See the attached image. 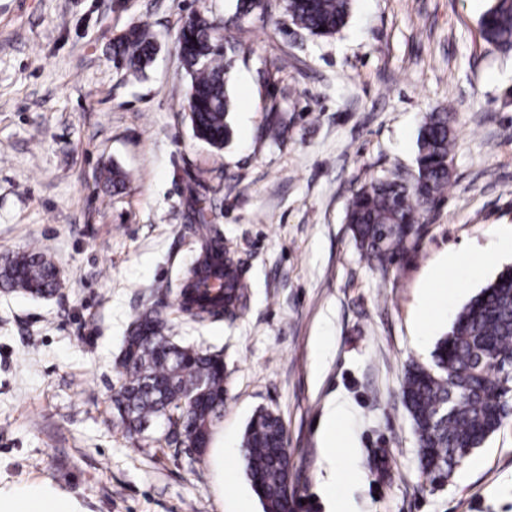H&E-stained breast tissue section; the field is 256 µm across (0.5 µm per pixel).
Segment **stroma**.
Segmentation results:
<instances>
[{"instance_id": "stroma-1", "label": "stroma", "mask_w": 512, "mask_h": 512, "mask_svg": "<svg viewBox=\"0 0 512 512\" xmlns=\"http://www.w3.org/2000/svg\"><path fill=\"white\" fill-rule=\"evenodd\" d=\"M237 0H0V258L41 247L61 286L0 292V486L48 482L83 512H263L240 454L259 408L287 433L310 512H512V417L447 481L423 473L401 385L503 268H462L461 291L419 311L451 253L512 227V52L480 35L491 0H354L316 37L283 0L242 19L230 73L231 142L185 117L174 38ZM148 25L160 51L126 75L112 43ZM288 119L263 135L271 104ZM455 116L451 179L415 251L381 274L345 214L372 178L413 171L426 112ZM119 166L121 189L101 179ZM240 259L234 319L198 321L178 293L200 224ZM159 309L177 341L222 355L224 416L201 453L129 435L112 403L129 326ZM339 408L337 464L321 424Z\"/></svg>"}]
</instances>
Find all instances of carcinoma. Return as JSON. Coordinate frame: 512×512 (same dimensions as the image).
Here are the masks:
<instances>
[{"label": "carcinoma", "mask_w": 512, "mask_h": 512, "mask_svg": "<svg viewBox=\"0 0 512 512\" xmlns=\"http://www.w3.org/2000/svg\"><path fill=\"white\" fill-rule=\"evenodd\" d=\"M352 0H284L294 25L312 36H332L345 24ZM269 0H238L235 18L265 15ZM211 25L181 27L176 49L190 75L187 118L195 136L220 150L231 136L228 121L234 102L228 73L240 43L225 47L209 34ZM482 38L503 51L512 50V0H492L481 16ZM156 52L153 35L144 24L130 26L113 45V54L133 75H142ZM266 134L280 138L288 123L277 108ZM452 115L427 113L417 136L416 168L405 176L393 172L355 192L346 213L362 256L385 274L420 239L425 217L440 204L451 177ZM219 261L212 246L194 257L179 293V305L204 320L235 314L248 294L239 266L230 263L224 284L198 271L209 260ZM59 286L57 270L40 248L25 250L0 265V287L30 295H46ZM161 314L145 311L121 350L115 396L124 407L128 431L138 433L147 423L168 429L165 442L188 445L182 438L191 420L210 429L224 410V361L220 355L170 336ZM512 370V268L502 271L465 304L450 330L435 345L429 364L413 362L401 389L417 438L420 463L431 480L448 478L457 464L482 447L512 415V399L501 391L504 373ZM204 398L190 401L198 391ZM246 475L264 512H299L303 490L294 478L288 439L279 415L261 409L247 423L241 446Z\"/></svg>", "instance_id": "1"}]
</instances>
